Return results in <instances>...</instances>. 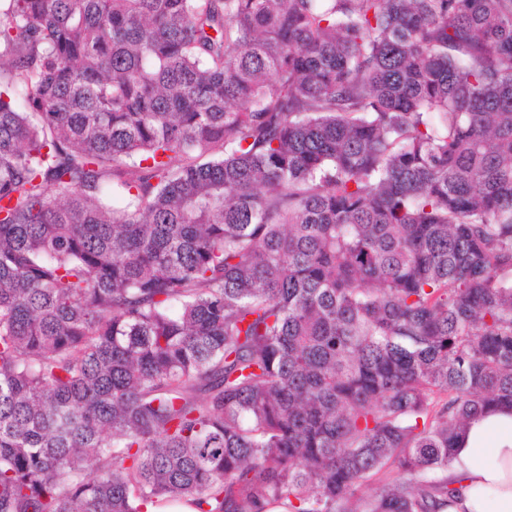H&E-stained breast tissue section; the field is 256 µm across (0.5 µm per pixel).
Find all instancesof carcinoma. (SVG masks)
Returning a JSON list of instances; mask_svg holds the SVG:
<instances>
[{"label": "carcinoma", "instance_id": "cac0c4a2", "mask_svg": "<svg viewBox=\"0 0 512 512\" xmlns=\"http://www.w3.org/2000/svg\"><path fill=\"white\" fill-rule=\"evenodd\" d=\"M498 412L512 0H0V512H446Z\"/></svg>", "mask_w": 512, "mask_h": 512}]
</instances>
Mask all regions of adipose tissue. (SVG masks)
I'll return each instance as SVG.
<instances>
[{
	"mask_svg": "<svg viewBox=\"0 0 512 512\" xmlns=\"http://www.w3.org/2000/svg\"><path fill=\"white\" fill-rule=\"evenodd\" d=\"M450 473L458 494L447 512H512V415L473 424L452 451Z\"/></svg>",
	"mask_w": 512,
	"mask_h": 512,
	"instance_id": "obj_1",
	"label": "adipose tissue"
}]
</instances>
